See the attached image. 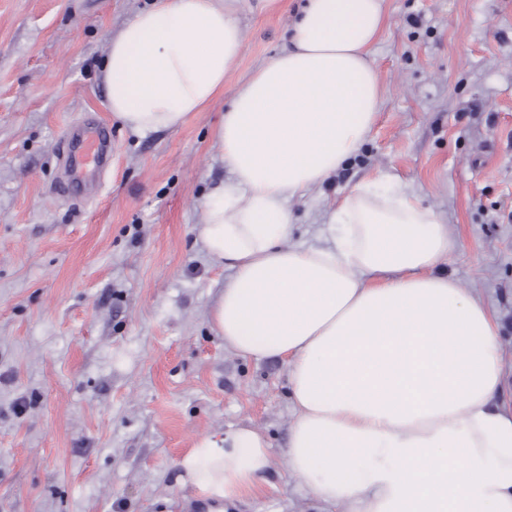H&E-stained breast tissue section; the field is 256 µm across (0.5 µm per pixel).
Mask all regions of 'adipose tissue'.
Instances as JSON below:
<instances>
[{"instance_id": "obj_1", "label": "adipose tissue", "mask_w": 512, "mask_h": 512, "mask_svg": "<svg viewBox=\"0 0 512 512\" xmlns=\"http://www.w3.org/2000/svg\"><path fill=\"white\" fill-rule=\"evenodd\" d=\"M248 0H156L110 40L114 117L180 127L224 90ZM385 0H305L289 44L236 88L216 131L232 174L198 235L230 276L209 319L225 345L286 367L289 476L341 512H512V408L496 317L448 273L457 237L395 180L356 184L331 242L290 244L287 203L362 147L382 101L372 49ZM200 497L267 481L256 429L204 437L178 461Z\"/></svg>"}]
</instances>
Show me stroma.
<instances>
[{
  "label": "stroma",
  "instance_id": "1",
  "mask_svg": "<svg viewBox=\"0 0 512 512\" xmlns=\"http://www.w3.org/2000/svg\"><path fill=\"white\" fill-rule=\"evenodd\" d=\"M302 2L242 14L223 93L143 137L114 119L101 74L152 0H0V512H204L177 462L241 426L267 437L280 477L224 512H336L285 475V367L225 347L209 310L229 273L194 231L230 178L217 126ZM386 14L376 123L330 184L289 200L293 239L324 245L351 186L398 179L452 224L447 269L493 309L512 384V0H386ZM100 123L109 166L70 179L67 132Z\"/></svg>",
  "mask_w": 512,
  "mask_h": 512
}]
</instances>
